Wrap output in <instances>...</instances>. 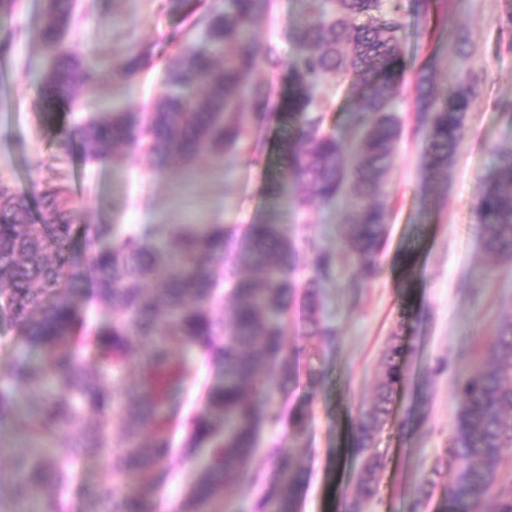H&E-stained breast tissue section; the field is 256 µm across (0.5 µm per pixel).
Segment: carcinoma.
Masks as SVG:
<instances>
[{"instance_id": "obj_1", "label": "carcinoma", "mask_w": 512, "mask_h": 512, "mask_svg": "<svg viewBox=\"0 0 512 512\" xmlns=\"http://www.w3.org/2000/svg\"><path fill=\"white\" fill-rule=\"evenodd\" d=\"M307 15L291 30L300 52L290 63L288 97L272 106L269 93L252 82L260 64L276 58L275 46L261 39L257 24L268 0H224L206 23L201 42L167 60V92L152 111L106 112L69 132L63 153L78 146L83 158L100 161L119 145L159 162L190 164L201 153L234 154L250 128L244 108L295 123L283 141L282 194L297 208L316 201L345 204L342 223L358 273H377L376 257L387 239L382 195L395 142L402 133L396 99L408 61L403 45L408 27L400 0H307ZM447 0H414L421 17L448 11ZM73 23L72 0H48L36 35L49 61L42 82L53 100L72 103L83 87L97 82V70L75 57L64 38ZM147 50H131L113 63L126 82L140 72ZM350 81L355 91L354 135L345 140L326 129L332 102L329 81ZM415 134L426 142L424 163L434 175L448 170L465 137V119L479 96L471 72L448 69L439 84L425 66L413 86ZM305 185L307 196L295 191ZM67 190L45 183L37 214L26 197L0 184V325L41 347L44 361L22 371L27 393L20 406L15 393L0 389V422H14L29 443L12 471L0 474V512H151L148 494L130 480L163 470L173 452L168 426L178 418L176 395L189 372V356L199 355L220 376L207 386L202 411L186 418L187 450L206 447L209 458L181 512H220L216 504L232 479L264 481L252 512H298L302 473L293 458L274 454L272 473L254 472L250 459L258 430L274 422L273 395L261 382L278 368L276 390L292 383L305 360L309 383L321 376L319 354L285 351L288 311L296 284L299 250L283 224L260 222L241 234L222 224H182L165 241L141 231L118 232L95 224L88 250L74 247L78 215ZM475 221L487 252L512 258V151L498 153L474 204ZM309 261L321 280L336 267V255L313 243ZM248 268L253 277H241ZM90 279L96 301L118 309L112 322L88 326L74 307L69 289ZM232 298L230 321L216 313L221 288ZM307 331L330 336L320 325L317 290L303 297ZM145 347L132 354L129 337ZM179 349L181 363L172 362ZM401 347L385 353L371 406L362 411L354 434L362 455L357 489L345 512H362L376 493L382 458L371 447L391 414L400 380ZM146 367L137 387L126 383L133 358ZM459 427L450 440L448 463L457 471L454 512H512V483L501 481L502 464L512 459V320L499 326L485 346L482 364L458 385ZM121 417L122 436H112ZM68 435V452L45 448ZM103 462L94 487L72 503L74 463L80 454Z\"/></svg>"}]
</instances>
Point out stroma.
Here are the masks:
<instances>
[{
  "label": "stroma",
  "mask_w": 512,
  "mask_h": 512,
  "mask_svg": "<svg viewBox=\"0 0 512 512\" xmlns=\"http://www.w3.org/2000/svg\"><path fill=\"white\" fill-rule=\"evenodd\" d=\"M221 0H75V23L65 42L84 61L96 63V85L81 89L74 105L49 104L42 76L47 59L35 37L46 0H19L0 13V183L37 202L48 181L66 184L81 227L113 224L118 230H152L166 237L178 224H224L236 231L276 218L286 224L299 251L316 243L336 254V268L320 280L321 318L334 339L303 335L291 322L286 348L317 350L322 377L299 376L288 393L276 394L281 421L263 423L251 465L270 471L272 451L290 453L302 471L300 512H344L355 493L362 458L350 444L352 428L368 408L383 355L394 342L404 349L403 378L393 415L377 437L384 467L376 495L363 512H452L455 470L446 450L454 435L460 376L471 370L499 324L512 320V260L485 252L473 205L494 154L512 149V32L498 23L504 0H455L447 16L411 17L404 45L410 71L396 100L405 128L414 124L410 82L414 70L435 62L448 74L458 39H466L470 66L481 74L482 96L466 117V133L446 177L430 183L423 167L422 139L404 137L392 152L382 204L388 239L375 277L358 290L349 285L357 262L342 236V208L315 203L298 210L278 192L285 168L278 144L293 124L277 118L253 121L247 151L201 155L190 165L161 164L147 154L117 149L103 161L81 154L61 156L63 131L115 109L147 112L164 94L162 62L177 47L196 43ZM304 0H272L257 31L271 41L278 62L262 66L255 79L273 100L288 93V66L298 54L292 24ZM152 58L130 83L115 78L114 56L130 47ZM41 351L15 331L0 327V387L22 391V363ZM310 402L311 417L293 429L287 416ZM184 428L173 433L175 452L166 475L142 478L153 487L157 512H171L194 485L205 448L185 452ZM439 469L434 486L426 481Z\"/></svg>",
  "instance_id": "obj_1"
}]
</instances>
